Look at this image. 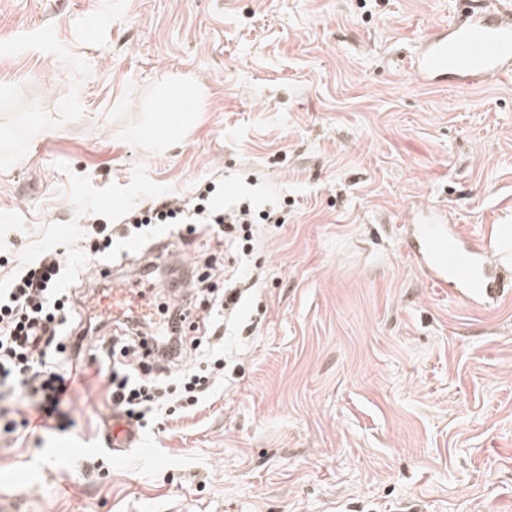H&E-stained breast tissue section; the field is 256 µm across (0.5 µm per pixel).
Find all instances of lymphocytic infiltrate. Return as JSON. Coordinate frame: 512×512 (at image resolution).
Here are the masks:
<instances>
[{
  "label": "lymphocytic infiltrate",
  "mask_w": 512,
  "mask_h": 512,
  "mask_svg": "<svg viewBox=\"0 0 512 512\" xmlns=\"http://www.w3.org/2000/svg\"><path fill=\"white\" fill-rule=\"evenodd\" d=\"M214 190L207 185L193 203L171 194L156 196L144 211L125 216L119 224L79 214L77 249L102 260L111 256L114 245L138 241L157 225L169 224L181 243L191 242L197 229L204 228L233 257L250 254L252 225L278 223L275 209L256 208L245 197L226 205L213 200ZM74 272L62 251H46L18 266L0 288V391L28 400L44 421L66 419L63 407L82 375L77 359L83 343L103 326L75 305L67 286ZM243 272V266L231 267L223 295L207 297L212 317L203 323L205 340L182 329L170 331V324L188 319L177 304L163 305V320L156 328L159 344L174 343L175 350L158 353L153 362L137 360L131 325H121L118 334L100 340L97 354L107 369L113 407L145 427L171 401L189 408L208 394L213 374L224 369V314L243 296Z\"/></svg>",
  "instance_id": "1"
}]
</instances>
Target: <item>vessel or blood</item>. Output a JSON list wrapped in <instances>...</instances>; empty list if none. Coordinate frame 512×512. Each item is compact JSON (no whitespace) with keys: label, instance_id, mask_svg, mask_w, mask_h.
<instances>
[{"label":"vessel or blood","instance_id":"b4317fda","mask_svg":"<svg viewBox=\"0 0 512 512\" xmlns=\"http://www.w3.org/2000/svg\"><path fill=\"white\" fill-rule=\"evenodd\" d=\"M458 2L464 7L462 20L436 25L412 52L409 66L416 81L476 86L494 77H512V0H500L493 9L486 0ZM407 228L412 236L406 241V254L430 287L452 290L470 307L488 309L501 301L499 261L482 236L471 234L433 206L415 212ZM97 311L116 320L129 312L147 316L152 299L147 291L125 282L100 297ZM106 439L113 453L121 455L136 447L139 433L116 413Z\"/></svg>","mask_w":512,"mask_h":512}]
</instances>
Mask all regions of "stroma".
I'll return each mask as SVG.
<instances>
[{"label": "stroma", "instance_id": "1", "mask_svg": "<svg viewBox=\"0 0 512 512\" xmlns=\"http://www.w3.org/2000/svg\"><path fill=\"white\" fill-rule=\"evenodd\" d=\"M450 0H0V281L203 180L277 203L231 372L115 459L104 370L66 428L4 401L0 496L19 512H512V266L496 308L425 284L401 246L429 205L512 223V79L424 86ZM98 20L95 43L83 35ZM196 83L179 127L157 105ZM76 456L62 454L66 445Z\"/></svg>", "mask_w": 512, "mask_h": 512}]
</instances>
